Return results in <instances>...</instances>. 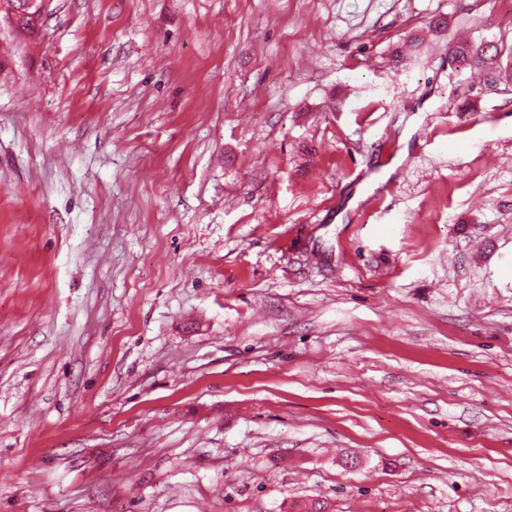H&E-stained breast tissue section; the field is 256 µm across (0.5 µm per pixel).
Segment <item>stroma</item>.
Segmentation results:
<instances>
[{
	"mask_svg": "<svg viewBox=\"0 0 512 512\" xmlns=\"http://www.w3.org/2000/svg\"><path fill=\"white\" fill-rule=\"evenodd\" d=\"M0 18V512H512V91L431 14Z\"/></svg>",
	"mask_w": 512,
	"mask_h": 512,
	"instance_id": "1",
	"label": "stroma"
}]
</instances>
